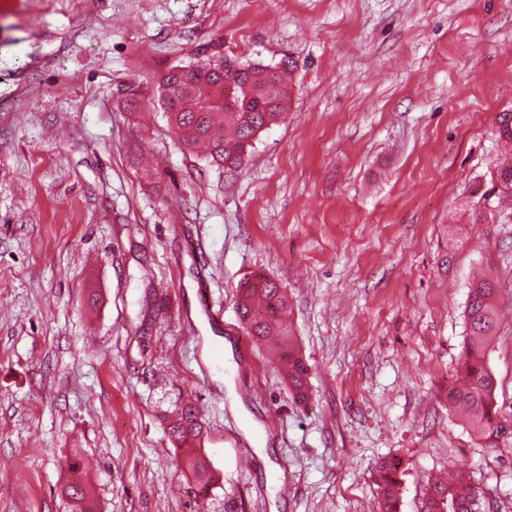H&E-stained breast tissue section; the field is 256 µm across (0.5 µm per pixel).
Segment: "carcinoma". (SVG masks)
<instances>
[{
    "mask_svg": "<svg viewBox=\"0 0 512 512\" xmlns=\"http://www.w3.org/2000/svg\"><path fill=\"white\" fill-rule=\"evenodd\" d=\"M196 61L167 71L158 81V102L166 113L179 143L190 153L218 169L241 167L259 134L282 120L288 94V74L279 65L252 62L239 65L244 80L235 85L239 109L202 105L210 88L224 85L225 66L209 72L195 69ZM239 320L269 353L284 364L283 381L294 400H311L308 366L287 314L288 294L278 282L264 274H253L238 284ZM467 336L456 368L458 385L448 396L453 409L465 413L467 426L486 448H512V419H500L496 407V379L487 364L499 319L496 288L484 278L473 285L464 311ZM169 433L180 443V466L194 484L196 496H206L217 482L208 458L197 448L202 427L195 408H181L169 424ZM401 459L392 457L376 463L372 477L379 493V512H399ZM68 512H96L85 485L78 479L63 487ZM480 493L463 474L450 479L429 477L423 512H479Z\"/></svg>",
    "mask_w": 512,
    "mask_h": 512,
    "instance_id": "carcinoma-1",
    "label": "carcinoma"
}]
</instances>
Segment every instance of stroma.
Listing matches in <instances>:
<instances>
[{
  "mask_svg": "<svg viewBox=\"0 0 512 512\" xmlns=\"http://www.w3.org/2000/svg\"><path fill=\"white\" fill-rule=\"evenodd\" d=\"M215 50L292 71L234 172L154 103ZM507 112L512 0H0V512H67L75 451L98 512H376L393 456L401 512L450 468L512 512V448L448 405L487 270L512 416ZM253 273L288 293L309 404L238 323ZM186 404L219 476L204 498L168 433ZM400 458L392 457L378 461L372 477L379 493L380 512H399L402 480L405 469Z\"/></svg>",
  "mask_w": 512,
  "mask_h": 512,
  "instance_id": "35a3bbf8",
  "label": "stroma"
}]
</instances>
